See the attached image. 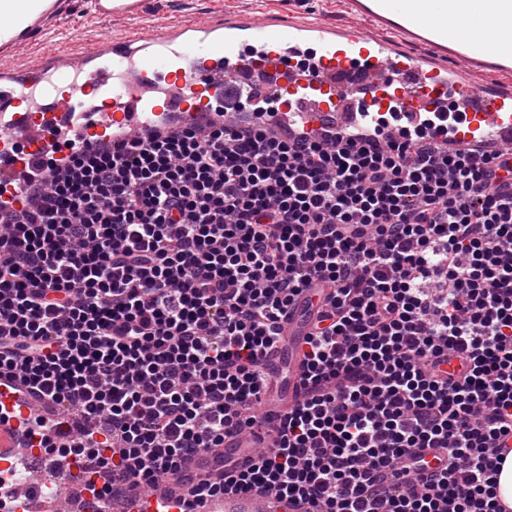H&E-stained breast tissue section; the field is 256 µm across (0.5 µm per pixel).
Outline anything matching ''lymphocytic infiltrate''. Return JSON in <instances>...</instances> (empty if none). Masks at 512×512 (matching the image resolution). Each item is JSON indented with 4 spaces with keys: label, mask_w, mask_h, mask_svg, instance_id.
<instances>
[{
    "label": "lymphocytic infiltrate",
    "mask_w": 512,
    "mask_h": 512,
    "mask_svg": "<svg viewBox=\"0 0 512 512\" xmlns=\"http://www.w3.org/2000/svg\"><path fill=\"white\" fill-rule=\"evenodd\" d=\"M170 125L49 158L0 205V384L74 410L41 445L133 507L174 481L189 512L228 491L287 512H512V163L449 148L442 113L280 137ZM303 309L304 394L261 413ZM459 361L444 373V354ZM270 444L225 475V438ZM439 450L437 468L417 458Z\"/></svg>",
    "instance_id": "obj_1"
}]
</instances>
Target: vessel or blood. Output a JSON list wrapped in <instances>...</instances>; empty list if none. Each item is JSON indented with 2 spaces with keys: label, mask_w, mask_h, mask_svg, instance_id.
<instances>
[{
  "label": "vessel or blood",
  "mask_w": 512,
  "mask_h": 512,
  "mask_svg": "<svg viewBox=\"0 0 512 512\" xmlns=\"http://www.w3.org/2000/svg\"><path fill=\"white\" fill-rule=\"evenodd\" d=\"M98 14L112 16L137 11L139 0H94ZM353 11L379 25L399 31L406 39L429 46L433 54L454 61V68L432 65L424 56H405L389 43L365 37L359 27L334 28L321 21L290 24L280 29L262 21L225 26L204 38L175 41L166 31L142 34L141 46L115 43L94 47L79 60H61L55 73L81 68L82 81L50 85L47 93L33 87L27 71L0 73V139L24 145L19 156L0 157V183L15 187L16 203L28 199L29 169L43 160L47 148L78 130L82 144L104 136L120 146L134 135L158 129L166 118L206 125L215 101L227 86L240 98L251 95L256 76L269 73L276 82L270 94L274 113L271 126L286 120L305 128L319 127L322 116L336 115L347 123L342 107L351 103L370 123L391 101L407 110H438L455 91L467 123L455 138L467 146L492 135L499 152L512 150V91L477 89L472 71L512 70V47L491 50L484 36L488 24L512 27V0H350ZM288 401L301 400L299 354L288 358ZM0 466L19 451L18 421L22 414L41 415L44 401L17 405L0 386ZM263 431L224 443V458L243 464L250 449L261 447ZM224 512H270L244 493L224 497Z\"/></svg>",
  "instance_id": "1"
}]
</instances>
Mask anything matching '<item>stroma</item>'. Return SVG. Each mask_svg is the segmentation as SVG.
<instances>
[{
	"label": "stroma",
	"instance_id": "1",
	"mask_svg": "<svg viewBox=\"0 0 512 512\" xmlns=\"http://www.w3.org/2000/svg\"><path fill=\"white\" fill-rule=\"evenodd\" d=\"M314 18L338 28L359 26L370 37L393 41L404 53L420 50L394 29L355 17L346 0H142L137 13L108 19L95 14L91 0H58L53 13L24 33L16 47L0 52V70H23L62 53L77 57L104 39L120 41L148 28L176 32L192 23L250 19L280 26Z\"/></svg>",
	"mask_w": 512,
	"mask_h": 512
}]
</instances>
